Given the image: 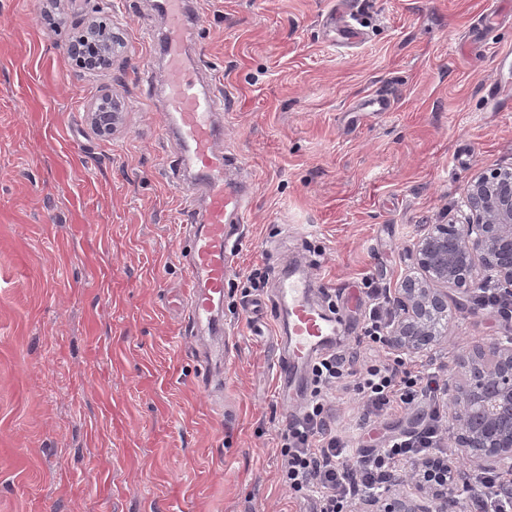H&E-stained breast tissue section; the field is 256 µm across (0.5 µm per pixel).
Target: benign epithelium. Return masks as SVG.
I'll list each match as a JSON object with an SVG mask.
<instances>
[{
  "label": "benign epithelium",
  "instance_id": "7a95c632",
  "mask_svg": "<svg viewBox=\"0 0 512 512\" xmlns=\"http://www.w3.org/2000/svg\"><path fill=\"white\" fill-rule=\"evenodd\" d=\"M88 47L93 65H112L113 52L84 36L72 40L68 51L75 55ZM88 119L95 134H112L114 113L97 111L93 102ZM463 203L465 222L429 225L410 254L422 277L404 278L394 293L388 344L397 353H424L439 344L432 320L448 318V292L472 293L477 265L512 291V170L473 175ZM447 394L452 440L460 454L481 469L512 472V345L494 342L456 358ZM462 478L442 464H420L415 484L430 497L404 493L405 479L394 473L381 497L362 498L354 512H461L448 487Z\"/></svg>",
  "mask_w": 512,
  "mask_h": 512
}]
</instances>
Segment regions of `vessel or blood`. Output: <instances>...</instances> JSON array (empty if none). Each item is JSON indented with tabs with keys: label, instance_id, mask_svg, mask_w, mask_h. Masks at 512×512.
Instances as JSON below:
<instances>
[{
	"label": "vessel or blood",
	"instance_id": "b4317fda",
	"mask_svg": "<svg viewBox=\"0 0 512 512\" xmlns=\"http://www.w3.org/2000/svg\"><path fill=\"white\" fill-rule=\"evenodd\" d=\"M184 2L158 0L169 20L161 47L169 129L182 148L179 164L189 169L192 184L202 191L206 203L204 211H187L184 243L190 289L186 317L192 333L220 335L224 332V282L251 205L247 188L224 181L233 159L223 150L215 118L225 102L205 90L193 73L187 56ZM330 23L340 46L355 45L364 37L360 22L348 11L336 10ZM311 280V275L292 268L280 271L276 279L273 304L286 323L280 338L284 353L278 362L279 394L286 401L305 393L312 364L338 344L339 325L314 301Z\"/></svg>",
	"mask_w": 512,
	"mask_h": 512
}]
</instances>
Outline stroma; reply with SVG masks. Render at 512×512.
Segmentation results:
<instances>
[{
  "label": "stroma",
  "instance_id": "obj_1",
  "mask_svg": "<svg viewBox=\"0 0 512 512\" xmlns=\"http://www.w3.org/2000/svg\"><path fill=\"white\" fill-rule=\"evenodd\" d=\"M156 0H0V512H315L279 478V435L302 401L277 393L273 309L254 270L298 263L355 350L368 286L398 288L427 225L459 218L470 177L512 168V0H352L366 30L342 49L336 0H195L191 49L230 101L228 177L251 216L224 287L226 329L183 342L186 198L165 138L150 34ZM111 23V67L76 65L75 23ZM118 104L111 136L87 109ZM393 112L360 111L377 92ZM512 336L448 298L445 335L415 355L449 378ZM226 362L204 389L201 344ZM348 438L420 428L429 407L371 424L337 393Z\"/></svg>",
  "mask_w": 512,
  "mask_h": 512
}]
</instances>
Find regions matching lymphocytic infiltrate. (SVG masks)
Here are the masks:
<instances>
[{
    "label": "lymphocytic infiltrate",
    "instance_id": "lymphocytic-infiltrate-1",
    "mask_svg": "<svg viewBox=\"0 0 512 512\" xmlns=\"http://www.w3.org/2000/svg\"><path fill=\"white\" fill-rule=\"evenodd\" d=\"M361 351H334L311 367L313 390L303 413L281 434V480L289 490L316 497V512H349L362 496L380 493L397 466L438 456L444 440L440 406L443 387L436 369L409 366L389 352V289L372 288ZM360 396L367 417L407 411L420 400L432 408L420 430L389 438L379 448L350 456V444L336 430L328 401L339 389Z\"/></svg>",
    "mask_w": 512,
    "mask_h": 512
}]
</instances>
